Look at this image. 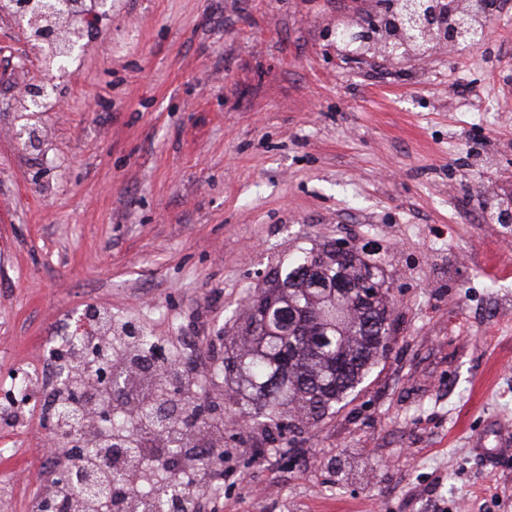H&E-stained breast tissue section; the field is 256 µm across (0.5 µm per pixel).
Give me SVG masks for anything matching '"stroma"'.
Returning <instances> with one entry per match:
<instances>
[{
  "instance_id": "obj_1",
  "label": "stroma",
  "mask_w": 512,
  "mask_h": 512,
  "mask_svg": "<svg viewBox=\"0 0 512 512\" xmlns=\"http://www.w3.org/2000/svg\"><path fill=\"white\" fill-rule=\"evenodd\" d=\"M473 51L337 45L385 0H116L39 121L41 71L0 19V385L92 302L166 352L200 339L224 411L206 512H512V0ZM375 241L390 347L315 423L240 427L224 370L277 261ZM36 434L0 427L7 512H30Z\"/></svg>"
}]
</instances>
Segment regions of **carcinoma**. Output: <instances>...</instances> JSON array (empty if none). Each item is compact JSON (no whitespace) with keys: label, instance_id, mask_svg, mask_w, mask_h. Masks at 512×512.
<instances>
[{"label":"carcinoma","instance_id":"1","mask_svg":"<svg viewBox=\"0 0 512 512\" xmlns=\"http://www.w3.org/2000/svg\"><path fill=\"white\" fill-rule=\"evenodd\" d=\"M390 286L382 270L357 253L324 244L278 264L265 287L249 296L245 343L225 369L251 390L238 408L256 424L292 425L295 416L322 418L361 383L387 351ZM144 512H166L168 497L130 486Z\"/></svg>","mask_w":512,"mask_h":512}]
</instances>
